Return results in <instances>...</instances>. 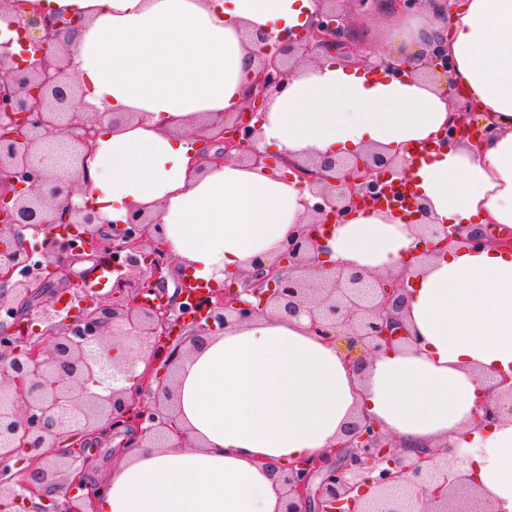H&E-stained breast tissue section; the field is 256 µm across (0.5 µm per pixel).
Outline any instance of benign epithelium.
<instances>
[{"label": "benign epithelium", "mask_w": 512, "mask_h": 512, "mask_svg": "<svg viewBox=\"0 0 512 512\" xmlns=\"http://www.w3.org/2000/svg\"><path fill=\"white\" fill-rule=\"evenodd\" d=\"M24 0H0V21L25 32L22 53L10 51L12 41L0 42V466L27 454L29 481L0 479V500L13 503L39 498L52 502L53 512H97L99 489L75 495L84 488L91 464L79 441L88 436L107 439L125 436L124 448H137L149 439L164 444L170 435H183L176 423L172 387L176 361L183 345L201 344L204 338L224 332L232 322H244L258 312L243 296H254L290 315L308 314L315 335L333 337L337 328L370 355L394 351L410 339L401 320L404 283L396 278L367 280L359 271L330 270L311 256L313 226H304L279 251L274 260L260 259L243 277V287L211 291L186 301L177 293L173 303L150 299L154 285L165 282L171 256L154 220L133 215L112 225V289L86 300L78 299L66 316L56 302H47L43 269H63L72 257L95 240L101 250L99 217L73 203L76 184L58 171L36 162L34 150L52 143L66 146L70 168L84 167L95 139L88 119L77 120L79 84L50 53L70 23L61 17H28ZM338 0H316L314 20L297 36L288 35L252 71L250 95L244 105L203 125L216 132L215 158L263 166L272 170L279 156L256 148L269 103L286 87L301 59L316 53L339 57L347 63L371 64L368 46L355 36L350 14L336 8ZM451 66L441 42L430 45L421 77L442 78L448 93H457L450 81ZM472 135L485 139L490 128L475 126L461 113L448 125V137ZM299 176L318 186L320 201L312 207L316 217L339 221L362 206L375 204L383 183L399 185L393 160L377 150L349 159L324 155L307 158L294 167ZM58 206V222L78 229L74 234H48L42 246L15 248L6 239L28 228L49 225L47 211ZM426 238L444 245L462 241L512 248V242L479 225L424 224ZM46 325L41 332L32 321ZM195 327L190 338L181 336ZM169 345L160 350L157 341ZM120 348L124 359H112ZM163 360L167 374L155 372ZM148 368L137 376L140 394L148 403H135L123 383L137 363ZM499 402L484 406L479 424L497 422L502 404L512 412V375L497 383ZM442 451L424 448L415 456L365 417L346 426L344 438L324 455L288 462L275 471L283 512H375L374 501L384 499L386 512H415L409 491L421 490L420 512H488L486 500L473 477L458 467L438 462ZM67 472L70 495L62 504L52 501L45 478ZM370 474L367 492H355L354 479Z\"/></svg>", "instance_id": "obj_1"}]
</instances>
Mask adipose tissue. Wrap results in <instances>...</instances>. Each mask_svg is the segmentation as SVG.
<instances>
[{
	"label": "adipose tissue",
	"instance_id": "1",
	"mask_svg": "<svg viewBox=\"0 0 512 512\" xmlns=\"http://www.w3.org/2000/svg\"><path fill=\"white\" fill-rule=\"evenodd\" d=\"M73 24L64 64L98 135L73 201L103 223L147 213L178 271L213 287L275 256L312 218L307 181L205 162L200 119L234 112L248 75L314 0H31ZM396 58L444 37L451 80L496 134L443 143L454 105L419 69L404 78L321 57L270 103L258 148L288 161L375 148L395 157L417 206L366 210L322 241L330 263L405 283L413 340L349 369L360 347L314 336L307 314L267 309L180 361L190 443L127 451L99 512H279L271 465L322 453L365 414L407 451L465 448L491 512H512V417L477 428L475 403L512 371V252L458 244L419 255L424 224L512 228V0H428L385 32ZM126 120L115 123L116 115Z\"/></svg>",
	"mask_w": 512,
	"mask_h": 512
}]
</instances>
